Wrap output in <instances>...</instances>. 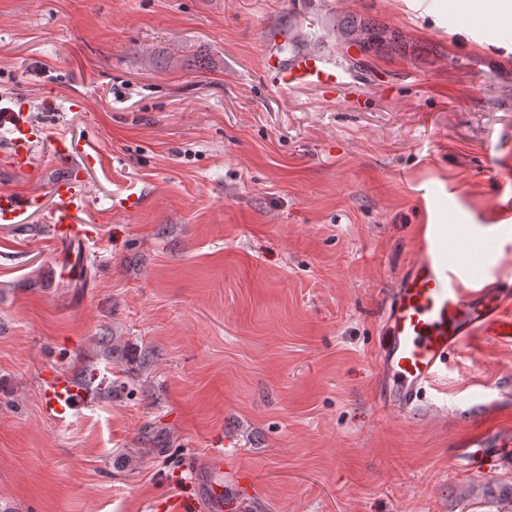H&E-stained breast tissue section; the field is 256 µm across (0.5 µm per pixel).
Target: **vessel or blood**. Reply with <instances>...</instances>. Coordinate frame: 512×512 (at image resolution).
Instances as JSON below:
<instances>
[{
    "mask_svg": "<svg viewBox=\"0 0 512 512\" xmlns=\"http://www.w3.org/2000/svg\"><path fill=\"white\" fill-rule=\"evenodd\" d=\"M272 82L280 88L312 85L331 92L355 83L343 62H331L319 51H303L281 60L266 57ZM7 127L10 154L22 172L31 168L35 146L49 142L53 161L68 167L76 155L94 157L65 136L47 138L45 128L27 113L0 114ZM46 224L59 252L87 237L90 227L86 185L74 175L54 181L48 194L0 188V223L20 224L30 215ZM444 224L421 227L419 255L397 277L384 301L376 350L375 400L384 409L409 415L425 398L436 377L447 370L451 355L489 339L512 345V275L487 267L466 245L464 227H457L456 244L448 242ZM64 373L54 375L44 390V411L65 421L88 401ZM452 469L465 474L492 475L512 467V424L485 419L457 440L450 452Z\"/></svg>",
    "mask_w": 512,
    "mask_h": 512,
    "instance_id": "obj_1",
    "label": "vessel or blood"
}]
</instances>
